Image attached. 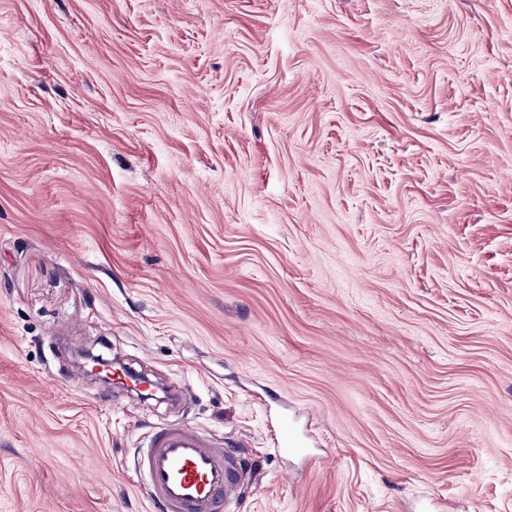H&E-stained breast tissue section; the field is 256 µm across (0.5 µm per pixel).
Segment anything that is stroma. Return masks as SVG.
I'll use <instances>...</instances> for the list:
<instances>
[{
	"mask_svg": "<svg viewBox=\"0 0 512 512\" xmlns=\"http://www.w3.org/2000/svg\"><path fill=\"white\" fill-rule=\"evenodd\" d=\"M168 421L232 512H512V0H0V512H152ZM277 447L278 449H284L295 454H302L308 448L307 442L302 440L295 428L286 421H281L280 423ZM252 469L240 454L197 428L166 423L137 454L135 474L164 512H224Z\"/></svg>",
	"mask_w": 512,
	"mask_h": 512,
	"instance_id": "35a3bbf8",
	"label": "stroma"
}]
</instances>
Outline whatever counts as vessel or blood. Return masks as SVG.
I'll return each instance as SVG.
<instances>
[{
	"mask_svg": "<svg viewBox=\"0 0 512 512\" xmlns=\"http://www.w3.org/2000/svg\"><path fill=\"white\" fill-rule=\"evenodd\" d=\"M277 446L295 454L307 449L285 421ZM251 473L237 451L180 422L157 428L135 464L136 476L160 512H227Z\"/></svg>",
	"mask_w": 512,
	"mask_h": 512,
	"instance_id": "1",
	"label": "vessel or blood"
}]
</instances>
